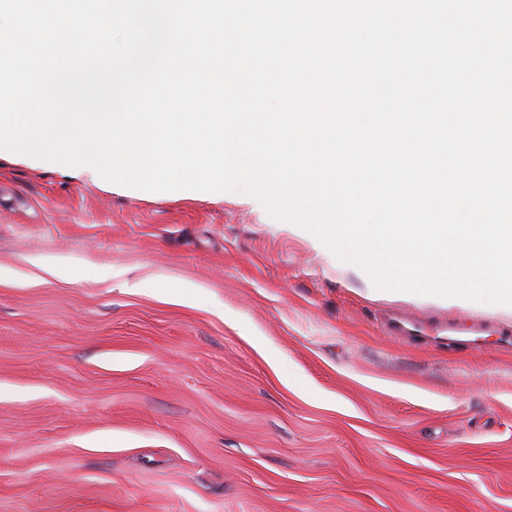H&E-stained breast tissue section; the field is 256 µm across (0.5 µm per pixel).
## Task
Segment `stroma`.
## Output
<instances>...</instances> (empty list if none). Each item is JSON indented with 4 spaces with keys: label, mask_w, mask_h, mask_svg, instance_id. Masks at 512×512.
I'll return each instance as SVG.
<instances>
[{
    "label": "stroma",
    "mask_w": 512,
    "mask_h": 512,
    "mask_svg": "<svg viewBox=\"0 0 512 512\" xmlns=\"http://www.w3.org/2000/svg\"><path fill=\"white\" fill-rule=\"evenodd\" d=\"M477 319L512 331L373 293L248 194L1 153L0 512H512V349Z\"/></svg>",
    "instance_id": "35a3bbf8"
}]
</instances>
